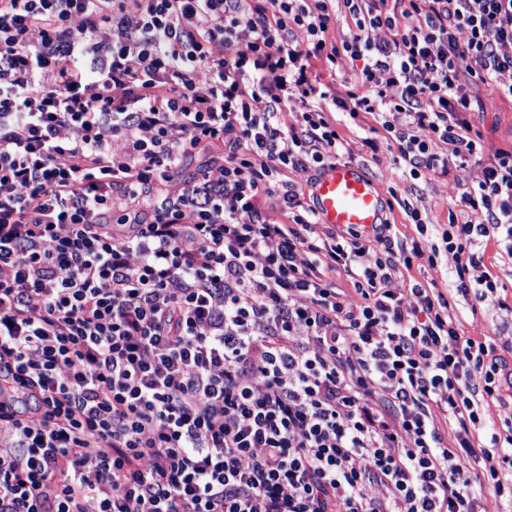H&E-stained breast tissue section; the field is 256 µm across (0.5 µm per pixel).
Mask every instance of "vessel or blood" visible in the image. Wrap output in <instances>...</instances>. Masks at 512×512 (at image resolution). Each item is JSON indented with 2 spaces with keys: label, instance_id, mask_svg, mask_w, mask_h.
I'll return each instance as SVG.
<instances>
[{
  "label": "vessel or blood",
  "instance_id": "vessel-or-blood-1",
  "mask_svg": "<svg viewBox=\"0 0 512 512\" xmlns=\"http://www.w3.org/2000/svg\"><path fill=\"white\" fill-rule=\"evenodd\" d=\"M312 197L323 224L368 231L385 220L376 181L353 163L325 166L312 185Z\"/></svg>",
  "mask_w": 512,
  "mask_h": 512
}]
</instances>
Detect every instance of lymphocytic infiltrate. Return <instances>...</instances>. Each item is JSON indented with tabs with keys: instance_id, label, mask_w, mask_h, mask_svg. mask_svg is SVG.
<instances>
[{
	"instance_id": "f902f5d3",
	"label": "lymphocytic infiltrate",
	"mask_w": 512,
	"mask_h": 512,
	"mask_svg": "<svg viewBox=\"0 0 512 512\" xmlns=\"http://www.w3.org/2000/svg\"><path fill=\"white\" fill-rule=\"evenodd\" d=\"M496 95L512 0H0V512L512 505V422L484 431L512 375L443 291L394 285L446 252L495 302L512 145L483 157L474 118ZM340 113L389 135L396 176L457 180L440 243L413 203L396 244L280 187L349 153ZM222 157H224V152L221 149L210 148L209 150L202 149L196 154L189 156L186 160V165L182 168L178 175L176 176L178 179H185L190 174L194 173L198 168L207 162L218 161L222 163Z\"/></svg>"
}]
</instances>
